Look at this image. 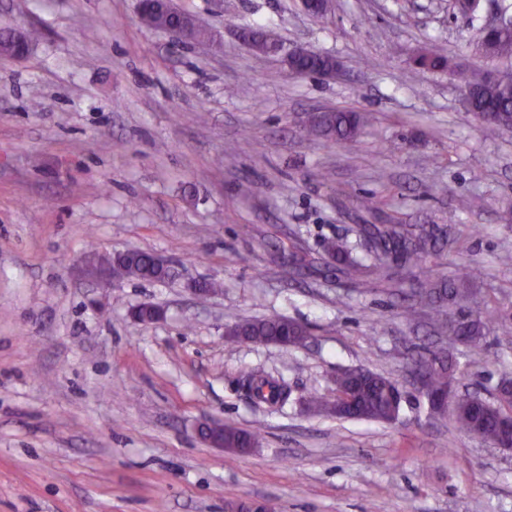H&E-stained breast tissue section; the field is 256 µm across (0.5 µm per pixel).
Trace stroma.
<instances>
[{"mask_svg": "<svg viewBox=\"0 0 512 512\" xmlns=\"http://www.w3.org/2000/svg\"><path fill=\"white\" fill-rule=\"evenodd\" d=\"M213 42L146 28L138 0H0V31L37 30L0 55V512H512V453L430 416L407 357L439 349L401 310L409 283L348 281L325 246L355 240L359 202L448 242L423 272L481 262L471 292L502 318L484 355L448 346L460 389L490 397L512 375V133L491 135L453 74L512 70L481 30L512 0H172ZM243 27L336 57L333 78L291 74L240 44ZM441 44L450 68H417ZM369 115L354 141L311 131L312 114ZM250 180L252 192L238 186ZM166 260L162 281L99 287L90 249ZM307 255L304 275L271 262ZM220 291L198 302L193 286ZM162 317L139 322L143 305ZM306 324L307 347L234 343L243 320ZM363 367L408 402L391 424L307 410L336 373ZM284 379L289 402L245 394ZM262 427L246 455L210 447L200 425ZM245 386L250 399L270 407H283L291 396V390L285 381L264 372L250 374Z\"/></svg>", "mask_w": 512, "mask_h": 512, "instance_id": "stroma-1", "label": "stroma"}]
</instances>
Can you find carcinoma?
<instances>
[{
    "mask_svg": "<svg viewBox=\"0 0 512 512\" xmlns=\"http://www.w3.org/2000/svg\"><path fill=\"white\" fill-rule=\"evenodd\" d=\"M141 23L150 26H176L191 22V14L164 2V11L156 13L140 8ZM274 37L265 32H251L252 49L268 53ZM488 56L512 57V32L498 33L481 43ZM328 65L320 55H307L295 62L300 75H315ZM418 66L429 71L448 69V57L442 49L433 46L425 49ZM457 76L467 88L466 103L470 111L484 115L481 124L494 132L512 131V82H481L476 74L465 70ZM363 125V117L356 112H322L312 119V128L335 142L354 140ZM359 236L368 240L367 253L375 264L366 265L352 256L353 248L345 240H337L327 246L329 258L336 262V269L346 277L383 270L385 272L410 274L421 266L425 258L435 251L442 240V231L436 224L421 225L414 229L404 224H359ZM112 271L120 277L141 280L161 279L167 270L154 261L152 254L140 250H129L110 258ZM483 268L469 262L459 268L456 280L444 283L430 279L415 283L410 289V305L403 310L404 318L415 319L416 307L430 312L433 326L440 332L457 336L474 355L484 353L487 344L489 314L469 311L470 291L468 283L480 278ZM236 342L273 344L282 348L302 347L310 338L309 329L285 317L246 320L225 332ZM408 365L424 371L428 384L435 391L444 392L455 381L454 369L445 351L428 352L411 357ZM335 390L331 396L312 393L306 400L307 408L339 419H356L393 423L398 420L407 398L392 379L355 367L336 373ZM246 390L250 399L270 407H283L288 403L291 390L288 384L264 372L252 373L246 379ZM508 395L498 394L484 400L479 413H473L469 396L457 394L452 412L435 410L433 414L449 417L455 428L482 442L498 436L500 418L509 408ZM224 448L243 453L258 445L261 432L246 430L232 425L222 427Z\"/></svg>",
    "mask_w": 512,
    "mask_h": 512,
    "instance_id": "cac0c4a2",
    "label": "carcinoma"
}]
</instances>
